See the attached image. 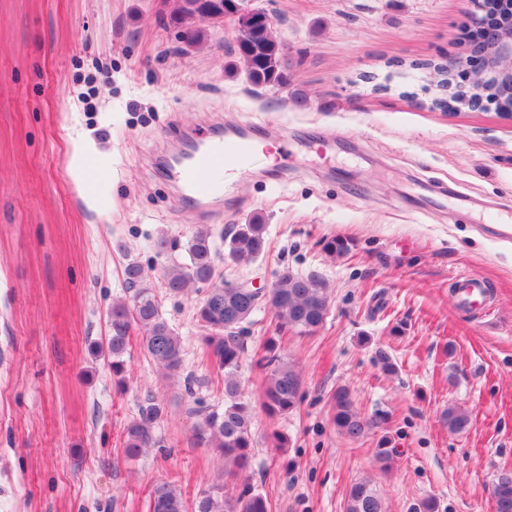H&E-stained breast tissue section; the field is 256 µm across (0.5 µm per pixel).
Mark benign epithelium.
Listing matches in <instances>:
<instances>
[{
  "instance_id": "obj_1",
  "label": "benign epithelium",
  "mask_w": 512,
  "mask_h": 512,
  "mask_svg": "<svg viewBox=\"0 0 512 512\" xmlns=\"http://www.w3.org/2000/svg\"><path fill=\"white\" fill-rule=\"evenodd\" d=\"M476 11L471 16L473 31L464 41L467 55L458 57L457 65L464 68L466 84L455 82V66L441 65L436 72L448 79L444 90L452 96L461 87H478L480 91L465 99L469 108L493 103L498 112L512 119V16L490 13L489 0H475Z\"/></svg>"
}]
</instances>
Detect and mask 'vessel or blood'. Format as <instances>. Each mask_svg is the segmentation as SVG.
Masks as SVG:
<instances>
[{
    "label": "vessel or blood",
    "instance_id": "1",
    "mask_svg": "<svg viewBox=\"0 0 512 512\" xmlns=\"http://www.w3.org/2000/svg\"><path fill=\"white\" fill-rule=\"evenodd\" d=\"M250 126L219 135L200 137L190 144L174 167V177L181 190L196 199L201 208L220 197L230 178L243 173L254 150Z\"/></svg>",
    "mask_w": 512,
    "mask_h": 512
}]
</instances>
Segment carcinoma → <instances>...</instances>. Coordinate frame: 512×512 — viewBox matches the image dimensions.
<instances>
[{
	"instance_id": "cac0c4a2",
	"label": "carcinoma",
	"mask_w": 512,
	"mask_h": 512,
	"mask_svg": "<svg viewBox=\"0 0 512 512\" xmlns=\"http://www.w3.org/2000/svg\"><path fill=\"white\" fill-rule=\"evenodd\" d=\"M224 15L237 17V30L230 51L246 65L249 82L257 87L288 84L290 58L285 45L278 41L272 26L263 23L267 13L251 0H224ZM204 17L199 0H180L172 19L184 25ZM266 225L259 222L239 224L224 235L227 258L234 263H248L266 249ZM186 262L172 265L164 273V286L172 294L196 287L204 297L196 317L208 330L202 342L209 356L224 374L223 411L196 409L194 426L198 444L215 449L224 457L225 480L239 486L230 491L218 483L203 491L196 500L195 512H271L268 499L257 492L248 475L252 463L253 408L241 396L240 372L247 352V325L253 315L265 309L276 321V332L294 330L309 334L326 318L330 292L315 276L284 272L267 290L252 292L216 276V251L211 233L196 231L185 247ZM131 302L117 301L108 311L109 333L106 341L94 345L96 352L109 358L112 378L118 386L125 381L124 355L130 346L131 331L141 334L145 355L167 376L182 368L183 340L169 325L160 309L154 285L140 264L131 262L124 269ZM258 365L267 368L263 380L262 407L271 417L292 412L302 400L301 374L278 354L275 337L263 345ZM332 422L349 439H359L378 424L367 420L357 410L351 393L338 387L330 394ZM162 408L154 394L144 396L138 414L126 428L125 456L135 459L159 444L155 427ZM442 422L451 433L463 432L468 416L457 408L442 412ZM491 496L495 512H512V469L503 468L494 476ZM152 512H184L182 497L169 482L155 484L150 493ZM344 512H387L372 480L353 482L347 492Z\"/></svg>"
}]
</instances>
